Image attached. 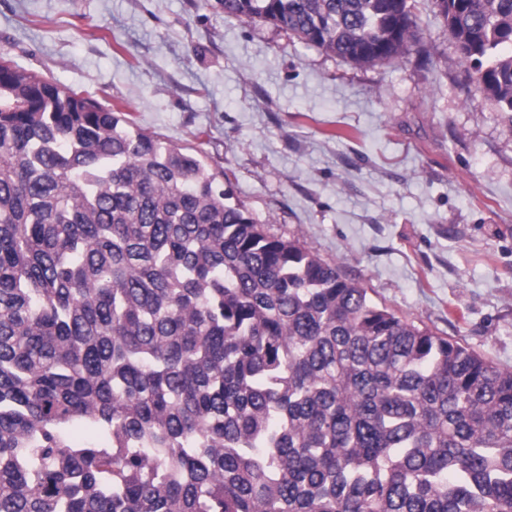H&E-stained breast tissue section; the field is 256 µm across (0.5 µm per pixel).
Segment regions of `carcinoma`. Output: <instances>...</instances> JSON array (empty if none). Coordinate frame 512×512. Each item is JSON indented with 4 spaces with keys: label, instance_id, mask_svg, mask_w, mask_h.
Wrapping results in <instances>:
<instances>
[{
    "label": "carcinoma",
    "instance_id": "obj_1",
    "mask_svg": "<svg viewBox=\"0 0 512 512\" xmlns=\"http://www.w3.org/2000/svg\"><path fill=\"white\" fill-rule=\"evenodd\" d=\"M216 3L355 65L416 38L409 0ZM434 4L512 126V0ZM221 177L0 56V512H512V371Z\"/></svg>",
    "mask_w": 512,
    "mask_h": 512
}]
</instances>
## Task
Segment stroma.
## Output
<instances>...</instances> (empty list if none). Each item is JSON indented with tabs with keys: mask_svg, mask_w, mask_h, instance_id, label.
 Instances as JSON below:
<instances>
[{
	"mask_svg": "<svg viewBox=\"0 0 512 512\" xmlns=\"http://www.w3.org/2000/svg\"><path fill=\"white\" fill-rule=\"evenodd\" d=\"M356 66L215 0H0V56L199 150L270 233L512 370V126L443 16Z\"/></svg>",
	"mask_w": 512,
	"mask_h": 512,
	"instance_id": "35a3bbf8",
	"label": "stroma"
}]
</instances>
